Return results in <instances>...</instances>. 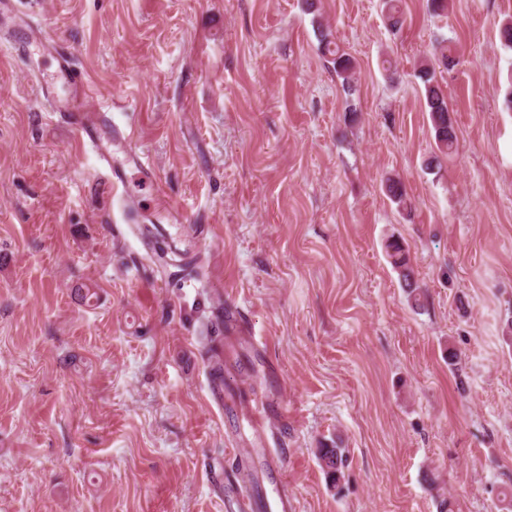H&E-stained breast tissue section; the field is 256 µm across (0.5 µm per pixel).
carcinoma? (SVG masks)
<instances>
[{"label":"carcinoma","mask_w":512,"mask_h":512,"mask_svg":"<svg viewBox=\"0 0 512 512\" xmlns=\"http://www.w3.org/2000/svg\"><path fill=\"white\" fill-rule=\"evenodd\" d=\"M321 51L328 56V63L332 65L336 76L342 80L344 93L348 96L352 95L356 74L352 57L337 43L330 40L326 34L322 35ZM454 61L453 49L440 43L433 53V61L422 65L416 74L424 86V98L435 132L437 154L427 160L426 167L429 169L439 166V155L449 154L457 146V136L449 115L446 97L441 89L434 84L435 66L447 67ZM385 249L392 267L398 272L403 282V288L408 297L414 302V305H420L419 287L412 280L408 258L402 245L397 240H389L386 242ZM316 454L330 484L336 488L339 487L345 478L346 456L344 449L336 445L330 447L323 444L316 449Z\"/></svg>","instance_id":"carcinoma-1"}]
</instances>
